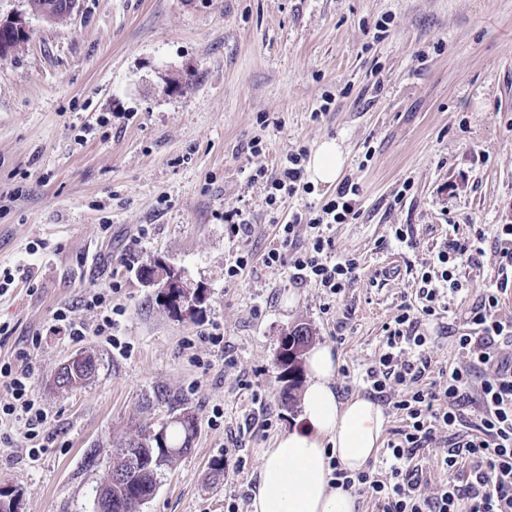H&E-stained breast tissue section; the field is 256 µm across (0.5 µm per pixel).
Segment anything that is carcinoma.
Wrapping results in <instances>:
<instances>
[{"label": "carcinoma", "mask_w": 512, "mask_h": 512, "mask_svg": "<svg viewBox=\"0 0 512 512\" xmlns=\"http://www.w3.org/2000/svg\"><path fill=\"white\" fill-rule=\"evenodd\" d=\"M312 338L311 330L297 325L281 343L278 366L281 378L297 383L300 356ZM168 408L169 420L158 431L142 429L137 438L118 449L113 477L101 486L98 498L107 512H140L157 489L158 470L188 452L197 434V416L182 394L158 388L145 399Z\"/></svg>", "instance_id": "carcinoma-1"}]
</instances>
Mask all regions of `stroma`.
Returning <instances> with one entry per match:
<instances>
[{"label": "stroma", "mask_w": 512, "mask_h": 512, "mask_svg": "<svg viewBox=\"0 0 512 512\" xmlns=\"http://www.w3.org/2000/svg\"><path fill=\"white\" fill-rule=\"evenodd\" d=\"M382 21L388 34L373 40ZM327 138L360 186L357 218L330 231L360 276L333 300L262 263L277 232L268 177L286 152ZM234 208L250 219L246 238L225 229ZM501 224H512V0H78L63 18L30 17L0 57V270L16 277L0 294L11 329L0 361L30 368L48 423L33 440L0 423V487L16 512H96L112 446L167 420L166 407H143L163 385L183 394L198 432L142 512H224L250 491L262 450L300 424L301 391L277 366L285 334L307 324L337 356L341 397L366 394L363 375L424 263L474 238L478 264L460 265L461 290L427 325L432 360L460 364L457 338L498 280ZM244 250L251 266L225 282ZM154 261L203 289L197 313L169 312L143 285L137 269ZM110 285L126 353L50 332L64 306L95 324L84 292ZM79 352L96 373L56 388ZM251 413L271 427L243 433Z\"/></svg>", "instance_id": "stroma-1"}]
</instances>
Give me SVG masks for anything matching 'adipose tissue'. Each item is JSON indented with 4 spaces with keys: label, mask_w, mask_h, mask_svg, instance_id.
I'll list each match as a JSON object with an SVG mask.
<instances>
[{
    "label": "adipose tissue",
    "mask_w": 512,
    "mask_h": 512,
    "mask_svg": "<svg viewBox=\"0 0 512 512\" xmlns=\"http://www.w3.org/2000/svg\"><path fill=\"white\" fill-rule=\"evenodd\" d=\"M346 157L336 140H324L308 169L315 182L335 184ZM337 360L331 347L311 348L302 393L304 424L262 452L253 489V512H357V498L331 488L329 462L363 470L382 446L386 417L373 399H340L335 389Z\"/></svg>",
    "instance_id": "ef3b65f1"
}]
</instances>
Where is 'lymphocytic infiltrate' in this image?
I'll return each mask as SVG.
<instances>
[{
	"mask_svg": "<svg viewBox=\"0 0 512 512\" xmlns=\"http://www.w3.org/2000/svg\"><path fill=\"white\" fill-rule=\"evenodd\" d=\"M306 149L286 154L279 175L270 184L267 204L278 210L284 198L306 189ZM359 185L344 180L335 194L318 206H306L280 224L273 245L263 255L266 267L286 270L291 283L311 284L329 297H339L358 277L357 258L333 257L330 229L347 224L358 214ZM306 226L307 237H299L298 226ZM499 271L497 288L484 293L472 311L475 330L459 336V350L466 364L434 365L421 333L424 321L439 318L443 292H456L455 272L459 259L475 261L472 243L458 242L439 250L430 270L421 274L416 293L418 303L401 305L393 325L386 328L383 352L367 368L363 381L380 401L390 402L401 414L402 426L393 429L380 467L350 472L330 462V483L368 498L377 512H512V320L503 321L495 312L503 293L512 287V224L498 230ZM85 302L103 309L97 324L74 321L66 309L53 315L52 331L75 340L88 336L111 338L122 305L102 290L88 289ZM25 367L0 363V385L12 396L0 406V415L22 425L35 438L47 425L48 415L38 402ZM399 389L397 400H389L390 389ZM449 432L446 452L438 457L448 478L433 494H425L428 479L419 463V453L430 447L440 429ZM469 468H461V459Z\"/></svg>",
	"mask_w": 512,
	"mask_h": 512,
	"instance_id": "lymphocytic-infiltrate-1",
	"label": "lymphocytic infiltrate"
}]
</instances>
